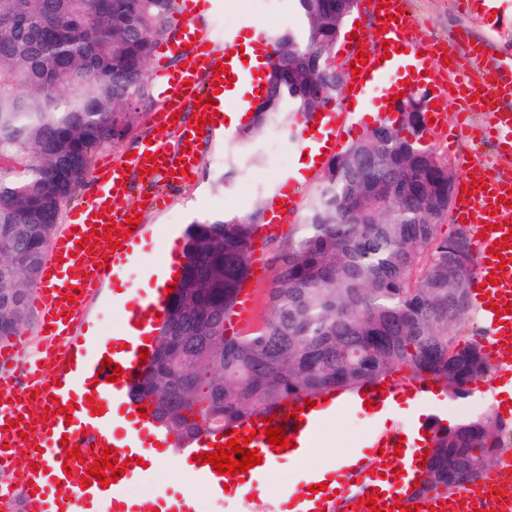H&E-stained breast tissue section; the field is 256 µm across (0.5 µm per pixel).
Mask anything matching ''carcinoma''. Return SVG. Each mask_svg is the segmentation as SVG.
<instances>
[{
	"label": "carcinoma",
	"instance_id": "cac0c4a2",
	"mask_svg": "<svg viewBox=\"0 0 512 512\" xmlns=\"http://www.w3.org/2000/svg\"><path fill=\"white\" fill-rule=\"evenodd\" d=\"M175 0H0V339L24 321L63 207L94 153L123 141L153 96L146 70ZM298 23L269 36L265 97L236 134L247 145L286 116L338 104L333 65L343 0H292ZM415 91L331 156L298 235L276 256L269 318L251 333L225 322L250 274L266 208L216 214L186 230V268L133 387L180 443L235 428L292 399L360 393L402 375L453 399L490 375L484 345L462 340L472 307V239L441 234L455 201L452 170L426 145ZM512 445L493 408L452 425L432 421L416 493L478 482Z\"/></svg>",
	"mask_w": 512,
	"mask_h": 512
}]
</instances>
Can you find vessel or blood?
<instances>
[{
    "label": "vessel or blood",
    "instance_id": "1",
    "mask_svg": "<svg viewBox=\"0 0 512 512\" xmlns=\"http://www.w3.org/2000/svg\"><path fill=\"white\" fill-rule=\"evenodd\" d=\"M181 19L178 36L173 43L160 48L159 54L179 56L182 67L169 69L156 64L150 78L165 109L159 115L160 123H168L172 114L193 96L217 97L220 107H243L244 100L228 85H216L218 61L213 52V36L203 34L197 19L201 10L211 9L210 0H179ZM381 17L390 23L383 37L389 45L377 49L375 62L360 66V83L347 89L341 107L324 112L316 121L315 140L321 150L335 152L337 134L344 119L357 100L369 98L372 90L392 91L400 86L401 71L389 50H400L418 56L428 74V87L439 92L450 87L451 80L445 65L432 53L423 52L421 45L411 37L412 23L406 9L407 0H371ZM469 58L478 60L480 69L474 75H461L457 82L469 85L471 91L481 92L487 105L493 106L494 120L484 136L493 142L498 153L512 156V62L488 55L486 51L469 48ZM452 104L460 121L449 127L446 112H429V128L440 137L459 138L467 135V118L476 105L465 95L453 97ZM194 126H186L177 142H170L165 131H158L151 142L142 144L140 152L128 159L102 158L91 174L92 191L83 203L75 207L70 221L54 230L47 257L39 279L36 303L43 313L42 328L46 336L62 341L60 349L25 355V337L0 346V464L21 473L26 480L44 477L54 485L56 499L65 503L67 512H89L87 504L91 489H101L105 499L99 512H153V502L146 501L132 507L128 504L129 477L142 472L141 458L149 453L151 442H163L165 433L154 415H140L141 402L132 394L133 384L141 377L145 366L140 361L141 351H153L152 336L163 321L171 284L179 283L184 258L177 250L166 252L151 274L145 295H138L124 303L125 326L122 339L89 343L79 325L85 315L88 294L103 283L117 280L135 264L141 240L147 234L145 225H137L121 247H113L101 240L95 249L82 247L84 235L98 222L121 224L133 216L132 208L124 200L132 187H140L146 205L162 209L167 203V189L178 186L182 177L175 175V167L185 168L194 175L197 164L188 154V136ZM163 155L161 167H149L148 156ZM185 174V175H186ZM460 183L468 192L456 204V215L465 223L487 225L486 237L475 239L474 249L481 262L476 270L475 296H489L497 302V310H490L486 318L490 327L485 349L490 362L501 378L512 377V366L507 356L512 355V207H505L503 199L512 195V174L497 165L474 160L468 162ZM506 241L508 247L501 255H494L496 242ZM495 276V284H488V276ZM119 364L122 374L112 381L111 367L103 359ZM427 389L403 377L388 380L382 389H369L360 394L357 407L374 402L384 407L391 397L413 394L423 396ZM313 408H306L304 399L288 403L284 412L274 419L254 418L242 426V434L250 435V448L258 450L261 462L250 467L243 476L217 474L212 465L198 464L197 454L209 451L211 444L228 443L229 434L202 433L195 440L183 444L180 454L188 465L194 481L207 485L211 492L223 493L225 485L244 484L248 494L257 491L256 482L284 460L303 458L314 436L325 419L340 407L335 395L315 396ZM118 405L128 422L124 433L113 432L111 424L99 416L100 410ZM70 407L69 415H61L59 407ZM51 419H44V412ZM282 428L292 445L285 450L273 448L263 429L265 425ZM408 425H397L393 430L372 438L367 451L357 453L355 460L338 464L328 473L324 491L311 494L304 488L294 489L296 512H369L363 504L362 493L374 496L377 505L393 507L394 512H405L406 507L417 506L418 512H512V487L501 485L497 472H487L475 485H464L454 493L438 496L432 493L418 496L407 491L402 479L394 475L400 458L410 455V448L400 447L401 437L407 436ZM80 446V459L69 458L70 446ZM112 448L115 457L127 464L126 475L120 476L108 487L92 480L90 488H83L82 479L93 462L101 460L102 447ZM497 498H490V491Z\"/></svg>",
    "mask_w": 512,
    "mask_h": 512
}]
</instances>
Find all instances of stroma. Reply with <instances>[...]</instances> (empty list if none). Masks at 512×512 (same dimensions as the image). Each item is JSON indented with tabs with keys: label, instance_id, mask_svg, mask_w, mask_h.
<instances>
[{
	"label": "stroma",
	"instance_id": "35a3bbf8",
	"mask_svg": "<svg viewBox=\"0 0 512 512\" xmlns=\"http://www.w3.org/2000/svg\"><path fill=\"white\" fill-rule=\"evenodd\" d=\"M370 0H361L359 9L345 23L344 36L336 47L337 55H345L361 44L375 52V23L369 11ZM409 14L417 41L428 44L458 46L460 37L485 41L491 52L512 58V0H491L490 5L467 11L457 0H410ZM291 0H219L213 14L201 17L202 28L230 32L235 36L260 28L271 32L295 25ZM305 129L288 132L282 126L269 127L249 148H239L234 131L217 129L211 138L200 139L199 163L196 176L182 183L169 196L164 209L142 215L149 226L150 240L146 247L149 260L159 261L174 238L183 236L193 220L220 212L234 213L251 210L256 204H272L282 182L294 167L298 154L305 150ZM284 146L282 165L270 168L266 154L271 142ZM319 181L311 175L299 184L298 205L283 212L279 232L262 236L260 247L264 260V275L252 285L254 311L251 329H258L269 316L268 293L274 282V258L289 238L295 237L306 204ZM115 284L109 283L92 293L86 303L87 326L96 328L97 335L106 339L124 325V309L114 302ZM395 417L377 424L371 415L348 410L327 421L316 436L313 452L302 460L281 463L262 481L260 502L256 512H281L280 500L286 493V482L295 480L318 461L332 458L362 441L379 428H392Z\"/></svg>",
	"mask_w": 512,
	"mask_h": 512
}]
</instances>
